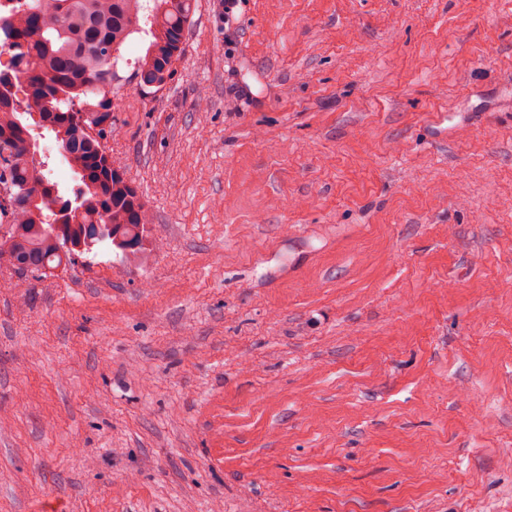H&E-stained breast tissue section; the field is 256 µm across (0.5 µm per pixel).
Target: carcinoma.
<instances>
[{
    "mask_svg": "<svg viewBox=\"0 0 512 512\" xmlns=\"http://www.w3.org/2000/svg\"><path fill=\"white\" fill-rule=\"evenodd\" d=\"M0 10V260L46 273L98 243L126 257L145 250L150 213L137 190L112 166L100 139L112 131L121 83V48L143 35L136 59L141 87L160 90L172 75L192 0H22ZM49 132L79 181L60 190L47 172L34 131Z\"/></svg>",
    "mask_w": 512,
    "mask_h": 512,
    "instance_id": "1",
    "label": "carcinoma"
}]
</instances>
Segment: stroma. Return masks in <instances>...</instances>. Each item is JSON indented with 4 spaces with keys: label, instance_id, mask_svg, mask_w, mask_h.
<instances>
[{
    "label": "stroma",
    "instance_id": "1",
    "mask_svg": "<svg viewBox=\"0 0 512 512\" xmlns=\"http://www.w3.org/2000/svg\"><path fill=\"white\" fill-rule=\"evenodd\" d=\"M144 51L145 253L0 264V512H512V8L195 0Z\"/></svg>",
    "mask_w": 512,
    "mask_h": 512
}]
</instances>
